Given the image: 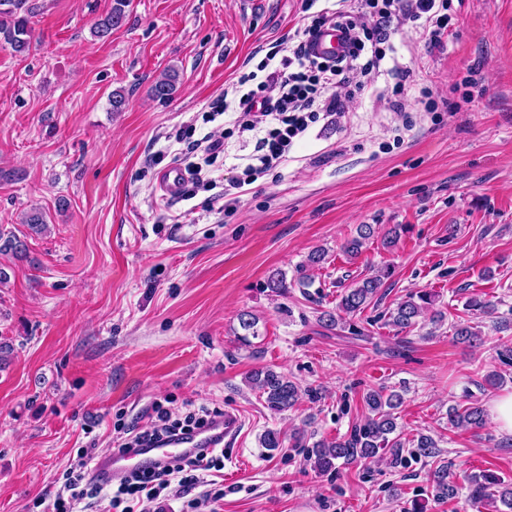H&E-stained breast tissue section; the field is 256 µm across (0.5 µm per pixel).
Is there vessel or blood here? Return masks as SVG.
<instances>
[{
	"label": "vessel or blood",
	"mask_w": 512,
	"mask_h": 512,
	"mask_svg": "<svg viewBox=\"0 0 512 512\" xmlns=\"http://www.w3.org/2000/svg\"><path fill=\"white\" fill-rule=\"evenodd\" d=\"M314 51L324 58L342 54L341 31L333 27L324 29L314 44ZM239 426V417L229 411L191 433L165 436L141 448L101 455L94 462L93 472L101 481L111 483L135 471L156 470L177 460L223 447L225 439L236 434Z\"/></svg>",
	"instance_id": "b4317fda"
}]
</instances>
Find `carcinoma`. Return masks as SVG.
<instances>
[{"label":"carcinoma","mask_w":512,"mask_h":512,"mask_svg":"<svg viewBox=\"0 0 512 512\" xmlns=\"http://www.w3.org/2000/svg\"><path fill=\"white\" fill-rule=\"evenodd\" d=\"M131 0H113L110 12L100 20L95 28V36L107 38L112 30L118 28L126 17V8ZM4 14L13 17L10 24L0 27L4 42L16 54L28 51L31 44V27L25 16H13V11ZM178 73L170 69L163 73L151 87L154 97L166 99L175 92ZM375 229L370 224L360 226L358 236L348 240L344 252L356 256L361 252L365 240L372 237ZM25 250V243L14 233L0 231V253L20 254ZM393 270L387 266L372 276H367L345 289L341 295L339 308L347 313L355 314L364 310L378 294L383 280L392 277ZM433 303L432 294L425 292L399 302L396 308L389 311L388 323L400 330L412 328L417 318L428 305ZM248 383L257 391L267 407L277 413L292 408L298 400L299 387L288 376L271 368L258 369L250 374ZM364 403L368 414L363 422L356 425L347 437L334 441L319 440L306 449V459L321 472H331L340 464H348L358 458L370 459L381 451H389L397 457L402 454L404 443L397 433L398 424L394 410L402 403L399 393L393 391L387 395L383 390H369L364 395ZM485 409L472 403L468 406L452 407L448 411V421L455 428H478L483 425ZM434 490L438 497L445 499L454 494V485L448 482V469L441 467L433 473ZM468 497L477 508L494 506L501 502L512 512V483H507L493 474L474 475L468 478Z\"/></svg>","instance_id":"carcinoma-1"}]
</instances>
